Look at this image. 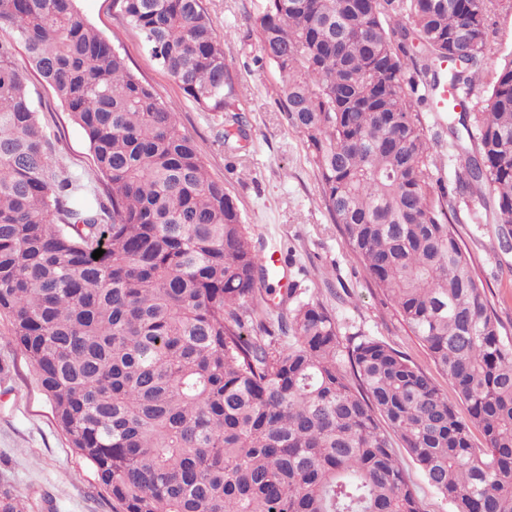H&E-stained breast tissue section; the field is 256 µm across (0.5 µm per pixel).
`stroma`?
<instances>
[{
    "mask_svg": "<svg viewBox=\"0 0 512 512\" xmlns=\"http://www.w3.org/2000/svg\"><path fill=\"white\" fill-rule=\"evenodd\" d=\"M262 0H204L218 34L226 35L225 60L243 108L246 140L228 149L221 133L223 115L198 110L178 83L144 49L140 34L128 26L113 0H78L87 21L125 58L128 68L157 97L176 106L181 126L194 141L209 173L236 202L258 248L279 250L297 288L322 302L335 315L341 341L350 347L366 338L380 340L425 371L440 388L448 381L438 372L421 342L386 300L367 271L349 253L321 197L316 169L301 133L288 125L279 105V76L270 64H255L258 42L246 33L247 15ZM488 60L474 92L482 97L512 54V0H499L490 15ZM14 62L28 73V92L54 159L85 181L98 183L89 144L42 79L31 72L22 43L10 30ZM424 133L440 168L438 177L452 186L456 172L447 163L448 115L424 112ZM454 225L470 252L480 284L512 339V251H502L498 227L476 222L473 206L455 201ZM20 496L22 512H112V499L95 471L72 448L52 404L27 357L11 339V325L0 316V497Z\"/></svg>",
    "mask_w": 512,
    "mask_h": 512,
    "instance_id": "35a3bbf8",
    "label": "stroma"
}]
</instances>
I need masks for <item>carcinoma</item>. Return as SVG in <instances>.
<instances>
[{"label":"carcinoma","mask_w":512,"mask_h":512,"mask_svg":"<svg viewBox=\"0 0 512 512\" xmlns=\"http://www.w3.org/2000/svg\"><path fill=\"white\" fill-rule=\"evenodd\" d=\"M76 2L0 0V29L82 129L108 191L59 167L0 41V314L115 512H424L395 437L452 512H512V340L448 208L450 193L478 197L512 249V56L477 111L448 107L466 155L450 192L422 118L461 29L447 85L480 83L497 0H264L247 19L351 256L464 416L383 342L343 350L314 297L288 289L275 324L251 308L263 265L224 182ZM119 4L184 94L224 114V144L244 138L203 0Z\"/></svg>","instance_id":"obj_1"}]
</instances>
